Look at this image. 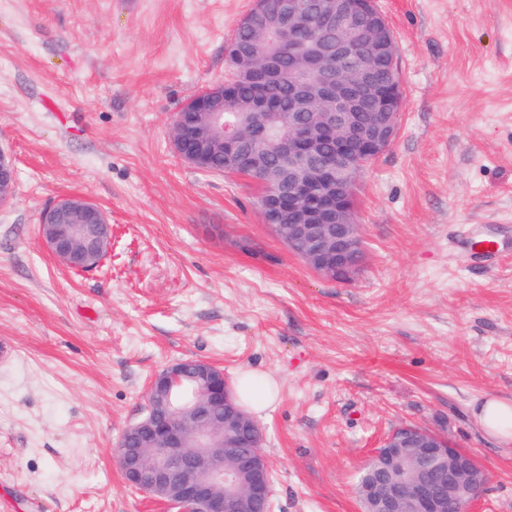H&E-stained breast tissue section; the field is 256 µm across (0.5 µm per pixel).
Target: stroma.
<instances>
[{
  "mask_svg": "<svg viewBox=\"0 0 512 512\" xmlns=\"http://www.w3.org/2000/svg\"><path fill=\"white\" fill-rule=\"evenodd\" d=\"M254 0H0V500L12 512H165L115 450L169 364L226 380L267 371L258 416L274 512H360L361 469L398 427L470 452L490 482L472 512H512V453L471 419L512 399V0H378L404 107L361 174L366 250L330 281L263 223L247 177L172 149L173 117L226 76ZM99 204L112 250L91 271L39 232L52 200ZM465 224L505 250L470 255ZM16 185V169L13 157L0 147V206L6 205L13 198Z\"/></svg>",
  "mask_w": 512,
  "mask_h": 512,
  "instance_id": "35a3bbf8",
  "label": "stroma"
}]
</instances>
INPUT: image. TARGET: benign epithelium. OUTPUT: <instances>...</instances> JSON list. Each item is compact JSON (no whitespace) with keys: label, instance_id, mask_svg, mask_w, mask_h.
Wrapping results in <instances>:
<instances>
[{"label":"benign epithelium","instance_id":"1","mask_svg":"<svg viewBox=\"0 0 512 512\" xmlns=\"http://www.w3.org/2000/svg\"><path fill=\"white\" fill-rule=\"evenodd\" d=\"M265 18L240 25L267 46L226 56L239 80L288 82L292 90L288 133L269 135L279 113L258 91L246 112L224 116L234 86L198 94L188 101L193 118L174 121L171 145L185 162L206 171L212 156L235 163L249 152L254 168L274 150L288 159L269 174L262 197L263 222L319 275L346 281L361 269L364 254L354 200L344 190L352 170L385 152L397 134L403 110L396 44L376 0H257ZM288 69L282 49L300 39ZM336 142L324 152L323 142ZM13 157L0 147V206L13 198ZM41 237L63 265L103 259L112 225L103 209L79 196H64L41 214ZM199 384L192 399L175 406L172 388L185 376ZM224 414H213L218 401ZM262 428L235 404L224 372L204 360H179L150 382L147 410L123 433L116 457L126 484L175 512H257L273 496L269 464L258 450ZM372 461L385 471L360 486L361 512H470L488 483L472 454L428 429L403 427L392 433Z\"/></svg>","mask_w":512,"mask_h":512}]
</instances>
